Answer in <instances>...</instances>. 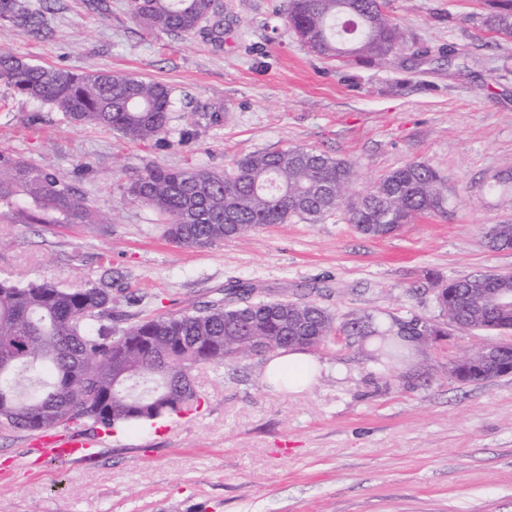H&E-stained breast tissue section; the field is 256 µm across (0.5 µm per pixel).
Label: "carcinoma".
<instances>
[{
  "label": "carcinoma",
  "instance_id": "1",
  "mask_svg": "<svg viewBox=\"0 0 512 512\" xmlns=\"http://www.w3.org/2000/svg\"><path fill=\"white\" fill-rule=\"evenodd\" d=\"M468 18L492 39H512V0H483ZM131 15L147 27L195 35L214 14L212 0H129ZM48 7L29 0H0V25L40 35ZM287 21L296 36L314 40L318 55L361 66L380 63L414 43L391 19L385 0H288ZM0 82L50 105L77 125L107 128L130 142H166L172 106L168 86L94 69L45 67L0 50ZM351 162L299 146L239 158L231 173L154 167L123 187L128 200L156 211L164 235L181 248H205L266 224L294 217L317 224L341 210L360 233L383 238L424 214L448 213V178L426 162L406 163L369 189L350 192ZM487 189L512 202V173L491 177ZM64 221L85 210L84 199L54 173L0 154V206L18 194ZM493 246L512 242V224L488 232ZM456 289L448 303V289ZM512 290V273L476 274L437 284L436 303L460 331H512V310L490 311L471 296ZM228 303L210 300L191 312L158 315L125 327L112 324V292L91 285L0 280V428L30 433L88 421L104 431L153 425L197 410L191 371L290 350H311L338 336L379 337L373 366L389 371L405 351L403 337L438 336L423 318H394L382 329L376 315L340 322L307 297L253 300L245 282L225 285ZM263 341L258 354L249 337Z\"/></svg>",
  "mask_w": 512,
  "mask_h": 512
}]
</instances>
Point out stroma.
Here are the masks:
<instances>
[{"instance_id":"35a3bbf8","label":"stroma","mask_w":512,"mask_h":512,"mask_svg":"<svg viewBox=\"0 0 512 512\" xmlns=\"http://www.w3.org/2000/svg\"><path fill=\"white\" fill-rule=\"evenodd\" d=\"M102 3L50 0L48 36L0 26V49L167 85L168 144L73 125L0 82V152L73 184L96 214L89 224L50 214L0 223V280L108 282L122 326L193 310L240 280L262 298L309 295L342 318L370 311L447 327L435 281L512 273V250L485 239L512 223V207L483 186L512 169V40L466 23L481 0H387L423 56L355 68L301 46L288 0H215L219 39L152 30L127 0ZM463 42L470 57L439 56ZM289 146L352 162L356 193L428 163L448 176V213L382 239L338 212L185 249L156 212L123 196L129 176L156 166L227 172L241 156ZM130 295L141 305L128 307ZM447 329L389 372L372 365L370 340L316 348L327 370L302 393L279 390L255 357L197 367L198 412L115 433L86 462L28 466L31 433L0 429V512H512V375L452 377L450 362L490 337Z\"/></svg>"}]
</instances>
